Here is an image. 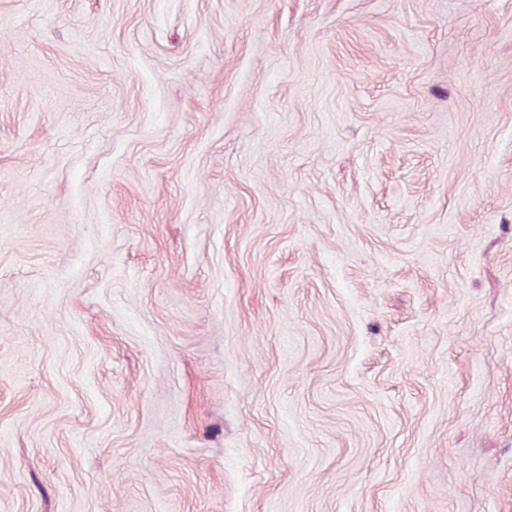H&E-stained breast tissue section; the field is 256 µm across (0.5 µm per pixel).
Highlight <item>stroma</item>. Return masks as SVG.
<instances>
[{"mask_svg": "<svg viewBox=\"0 0 512 512\" xmlns=\"http://www.w3.org/2000/svg\"><path fill=\"white\" fill-rule=\"evenodd\" d=\"M0 512H512V0H0Z\"/></svg>", "mask_w": 512, "mask_h": 512, "instance_id": "35a3bbf8", "label": "stroma"}]
</instances>
